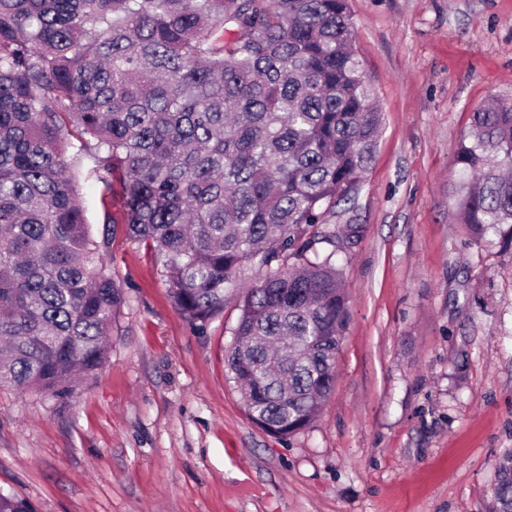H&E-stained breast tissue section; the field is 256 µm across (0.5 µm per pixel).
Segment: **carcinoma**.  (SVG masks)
<instances>
[{"mask_svg":"<svg viewBox=\"0 0 512 512\" xmlns=\"http://www.w3.org/2000/svg\"><path fill=\"white\" fill-rule=\"evenodd\" d=\"M348 0H0V386L55 400L109 358L124 289L93 239L69 150L119 184L129 237L225 349L249 419L286 440L335 383L350 323L337 268L381 127ZM449 196L512 247V99L471 112ZM328 248L319 252L316 245ZM489 512H512V452ZM0 512H35L0 494Z\"/></svg>","mask_w":512,"mask_h":512,"instance_id":"cac0c4a2","label":"carcinoma"}]
</instances>
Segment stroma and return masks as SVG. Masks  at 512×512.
<instances>
[{"label":"stroma","instance_id":"35a3bbf8","mask_svg":"<svg viewBox=\"0 0 512 512\" xmlns=\"http://www.w3.org/2000/svg\"><path fill=\"white\" fill-rule=\"evenodd\" d=\"M382 123L342 255L351 321L332 393L275 438L224 368L239 310L205 327L174 306L94 177L125 304L106 365L67 400L0 389V493L36 512H487L512 451V248L448 210L469 114L512 98V0H348Z\"/></svg>","mask_w":512,"mask_h":512}]
</instances>
